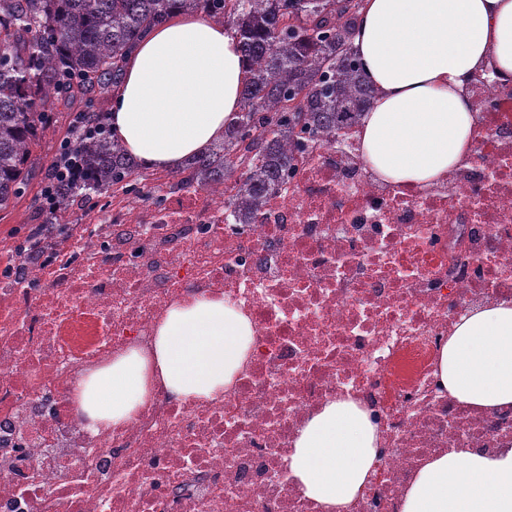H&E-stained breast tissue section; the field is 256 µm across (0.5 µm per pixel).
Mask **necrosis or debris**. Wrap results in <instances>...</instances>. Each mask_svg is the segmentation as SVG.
<instances>
[{
  "instance_id": "4bbe7bcc",
  "label": "necrosis or debris",
  "mask_w": 512,
  "mask_h": 512,
  "mask_svg": "<svg viewBox=\"0 0 512 512\" xmlns=\"http://www.w3.org/2000/svg\"><path fill=\"white\" fill-rule=\"evenodd\" d=\"M470 160L421 188L373 181L354 139L310 144L249 223L231 189L164 185L115 199L99 235L54 247L36 287L0 280V512H324L290 469L297 432L332 400L377 426L379 456L345 512H400L448 453L512 450V407L439 382L459 316L512 300V86L471 92ZM224 299L253 341L233 388L90 432L73 386L146 346L171 304Z\"/></svg>"
}]
</instances>
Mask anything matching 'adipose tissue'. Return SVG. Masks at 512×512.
Segmentation results:
<instances>
[{
    "label": "adipose tissue",
    "mask_w": 512,
    "mask_h": 512,
    "mask_svg": "<svg viewBox=\"0 0 512 512\" xmlns=\"http://www.w3.org/2000/svg\"><path fill=\"white\" fill-rule=\"evenodd\" d=\"M352 48L375 91L355 134L369 172L386 184L427 185L473 150V77L485 71L512 81V0H363ZM248 77L234 30L175 14L150 29L129 57L112 132L142 167H182L223 138ZM252 334L249 319L223 300L173 305L149 348H131L80 380L87 429L130 422L157 383L180 402L223 395ZM441 383L475 407L512 405L511 302L459 318L442 353ZM379 444L376 426L357 404L330 402L300 431L292 474L307 498L336 512L363 488ZM401 512H512V451L433 458Z\"/></svg>",
    "instance_id": "ef3b65f1"
}]
</instances>
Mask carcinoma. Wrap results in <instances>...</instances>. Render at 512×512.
I'll return each instance as SVG.
<instances>
[{"label":"carcinoma","instance_id":"carcinoma-1","mask_svg":"<svg viewBox=\"0 0 512 512\" xmlns=\"http://www.w3.org/2000/svg\"><path fill=\"white\" fill-rule=\"evenodd\" d=\"M201 13L237 32L250 79L224 139L169 174L209 188L234 182L224 206L242 217L294 172V153L322 134L360 124L374 96L351 48L360 0H0V212L27 189L33 149L54 129L51 107L115 91L143 35L176 11ZM98 134L66 130L79 183L59 182L51 212L83 207L102 192L144 193L151 173L91 112ZM48 217L16 246L25 282L58 245Z\"/></svg>","mask_w":512,"mask_h":512}]
</instances>
